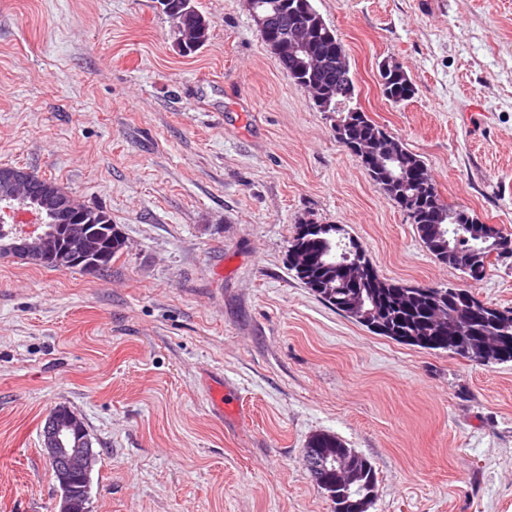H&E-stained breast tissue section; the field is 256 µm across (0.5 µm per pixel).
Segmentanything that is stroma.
Returning a JSON list of instances; mask_svg holds the SVG:
<instances>
[{
	"instance_id": "stroma-1",
	"label": "stroma",
	"mask_w": 512,
	"mask_h": 512,
	"mask_svg": "<svg viewBox=\"0 0 512 512\" xmlns=\"http://www.w3.org/2000/svg\"><path fill=\"white\" fill-rule=\"evenodd\" d=\"M183 54L157 0H0V166L103 207L99 277L0 258V512H54L42 452L67 406L98 454L92 512H331L303 450L374 466L368 512H512V363L373 334L289 269L297 224H340L383 278L512 310V258L464 277L337 142L246 0H195ZM359 102L442 201L512 238V0H313ZM416 87L393 103L379 65ZM227 383L239 410L217 411ZM350 449L345 448V444L336 436L317 434L308 441L306 448L303 450V457L306 461L307 457L347 455L346 459L357 474L360 483L367 489L373 490L374 497H376L378 477L374 467L366 458L352 453Z\"/></svg>"
}]
</instances>
